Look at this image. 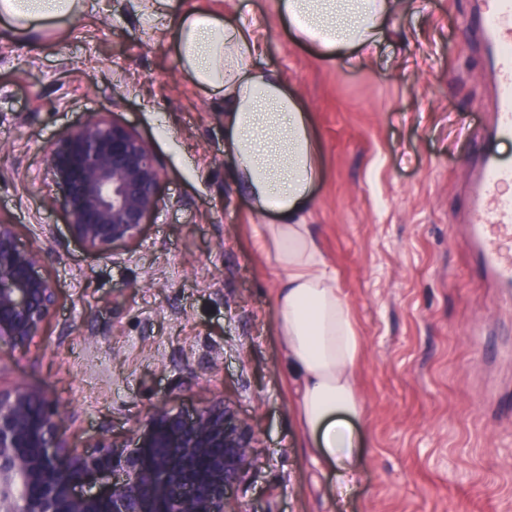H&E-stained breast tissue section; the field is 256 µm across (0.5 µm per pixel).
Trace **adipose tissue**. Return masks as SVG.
I'll use <instances>...</instances> for the list:
<instances>
[{"instance_id": "obj_1", "label": "adipose tissue", "mask_w": 512, "mask_h": 512, "mask_svg": "<svg viewBox=\"0 0 512 512\" xmlns=\"http://www.w3.org/2000/svg\"><path fill=\"white\" fill-rule=\"evenodd\" d=\"M410 0H279L296 38L324 58L369 56L384 26ZM85 0H0V35L24 41L79 17ZM263 43L253 27L198 12L180 14L173 52L182 73L224 97V149L236 182L256 212L276 221L258 231L260 249L284 275L277 293V333L297 416L312 455L336 472L348 494L356 448L348 416L363 404L353 371L363 351L352 311L307 222L321 177L319 147L298 92L257 66Z\"/></svg>"}]
</instances>
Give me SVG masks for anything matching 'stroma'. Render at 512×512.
I'll use <instances>...</instances> for the list:
<instances>
[{
    "mask_svg": "<svg viewBox=\"0 0 512 512\" xmlns=\"http://www.w3.org/2000/svg\"><path fill=\"white\" fill-rule=\"evenodd\" d=\"M56 34L0 37V224L46 254L54 314L25 353L0 351V388L46 393L63 437L129 443L161 403H230L257 465L230 512H512V310L457 240L470 223L466 163L512 161L492 133L474 0H413L366 65L293 40L278 0H87ZM247 22L261 62L295 88L323 176L307 216L364 351L351 495L304 446L277 336L282 273L224 150V100L193 84L176 17ZM94 113L152 147L159 203L141 237L88 251L51 204L45 148Z\"/></svg>",
    "mask_w": 512,
    "mask_h": 512,
    "instance_id": "stroma-1",
    "label": "stroma"
}]
</instances>
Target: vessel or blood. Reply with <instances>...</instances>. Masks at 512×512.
Returning a JSON list of instances; mask_svg holds the SVG:
<instances>
[{"instance_id":"1","label":"vessel or blood","mask_w":512,"mask_h":512,"mask_svg":"<svg viewBox=\"0 0 512 512\" xmlns=\"http://www.w3.org/2000/svg\"><path fill=\"white\" fill-rule=\"evenodd\" d=\"M478 23L487 48V69L495 81V131L512 135V0H480ZM473 211L466 243L474 248L498 288L512 290V199L500 188L512 184V165L483 154L473 168Z\"/></svg>"}]
</instances>
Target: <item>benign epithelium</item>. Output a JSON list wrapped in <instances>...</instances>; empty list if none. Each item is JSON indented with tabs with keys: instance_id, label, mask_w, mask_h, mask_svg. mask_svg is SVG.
Instances as JSON below:
<instances>
[{
	"instance_id": "benign-epithelium-1",
	"label": "benign epithelium",
	"mask_w": 512,
	"mask_h": 512,
	"mask_svg": "<svg viewBox=\"0 0 512 512\" xmlns=\"http://www.w3.org/2000/svg\"><path fill=\"white\" fill-rule=\"evenodd\" d=\"M70 234L109 253L136 240L158 205L161 171L130 127L99 116L45 149ZM45 255L0 224V349L26 352L57 303ZM254 434L221 401L193 414L157 405L130 447L88 452L60 437L48 396L0 389V512H230L226 494L255 467Z\"/></svg>"
}]
</instances>
